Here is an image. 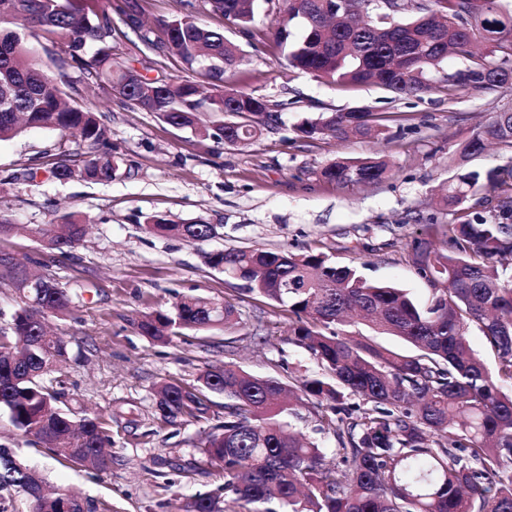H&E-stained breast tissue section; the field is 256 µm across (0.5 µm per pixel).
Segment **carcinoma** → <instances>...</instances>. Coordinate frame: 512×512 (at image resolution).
I'll use <instances>...</instances> for the list:
<instances>
[{"mask_svg": "<svg viewBox=\"0 0 512 512\" xmlns=\"http://www.w3.org/2000/svg\"><path fill=\"white\" fill-rule=\"evenodd\" d=\"M273 28L287 50L288 66L341 85L374 84L396 95L439 85L483 92L512 85V0H280ZM243 28L258 18L257 0H204ZM182 14L159 18L155 28L132 22L138 0H0V142L28 129L79 132L74 147L51 164L57 180L108 181L119 170L112 155V131L93 112L75 104L80 86L107 84L130 104L156 112L177 128L197 134L209 129L197 113L233 117L220 120L214 136L231 146L246 145L278 120L258 98L224 80L239 65L236 47L199 19L193 0H181ZM138 34V53L177 58L188 71L206 77L209 93L195 81L154 77L130 58L114 53L116 22ZM60 46L55 71L33 56L30 39ZM460 67L444 75L448 56ZM381 118L365 110L321 113L300 131L338 140L379 135ZM512 147V111L498 112L466 143L460 154L482 153L487 144ZM388 164L376 157L341 159L321 171L341 186L378 184ZM505 199L485 213H469L468 203L484 191ZM440 209L457 215L448 225L451 252L429 240L408 244L409 263L433 287L420 303L406 289L337 266L322 252L262 248L227 249L206 256L224 278L243 290L288 308V341L309 352L322 373L291 383L252 376L232 363L208 370L199 385L163 382L155 391L156 412L165 423L182 418L211 419L207 393L224 394V422L212 426L199 452L220 468L224 483L194 496L184 512H223L230 497L247 512H512V274L502 259L512 257V161L488 170L448 178ZM64 229L50 224L32 233L49 250L77 245L85 221L66 215ZM153 233L187 240L215 234L202 220L173 223L146 219ZM51 288H18L20 308L13 332L22 341L10 364L8 343L0 339V412L9 416L26 443L48 449L72 465L112 469L111 436L97 417L75 420L60 406L64 396L60 366L67 355L64 337L51 334L37 318L66 316L72 297L49 273L36 276ZM355 312L373 331L351 336L344 330ZM226 301L182 296L142 320L140 331L169 342L183 330H211L234 320ZM480 325L493 365L476 354L468 339ZM396 336L412 352L377 340ZM310 404L322 430L336 435L334 466L324 449L286 420L283 395ZM357 396L363 404L348 403ZM14 491L33 512H63V489L47 490L45 476L9 448L0 447V491Z\"/></svg>", "mask_w": 512, "mask_h": 512, "instance_id": "carcinoma-1", "label": "carcinoma"}]
</instances>
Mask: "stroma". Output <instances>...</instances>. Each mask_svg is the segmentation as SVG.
I'll list each match as a JSON object with an SVG mask.
<instances>
[{
  "label": "stroma",
  "mask_w": 512,
  "mask_h": 512,
  "mask_svg": "<svg viewBox=\"0 0 512 512\" xmlns=\"http://www.w3.org/2000/svg\"><path fill=\"white\" fill-rule=\"evenodd\" d=\"M258 11L248 33L221 15L201 16L243 57L227 71L229 83L277 106L275 130L250 144L229 146L172 127L97 87L84 90L82 102L112 129L120 159L112 180L52 178L49 165L71 146L56 131L32 129L0 143V212L16 226L0 237V252L32 267L45 264L64 286L83 285L71 314L47 322L68 341L63 403L107 423L112 469L100 473L51 458L45 449L27 445L2 413L0 446L19 449L53 485L79 494L97 512H181L187 499L224 482L220 470L204 474L197 468L201 423L184 419L169 425L154 418L160 382L193 385L204 371L227 362L284 381L319 372L306 351L289 344L285 308L225 281L207 265L208 254L253 246L318 250L424 303L432 287L410 265L408 244L420 234L449 251L448 226L456 221L435 206V193L458 170L483 173L512 161V148L500 145L464 160L458 154L495 113L512 108V90L398 96L373 85L317 80L288 68L271 31L273 0H261ZM355 108L389 117L388 138L339 141L297 130L304 118ZM372 155L391 168L380 184L340 187L321 176L336 159ZM28 166L38 170L34 181L6 183V176ZM67 213L85 218L84 240L61 252L45 249L30 226ZM153 215L176 223L202 220L217 233L194 241L151 233L145 220ZM183 295L230 302L233 324L187 330L165 344L139 332L144 315ZM132 412L139 416L134 426L126 422Z\"/></svg>",
  "instance_id": "1"
}]
</instances>
